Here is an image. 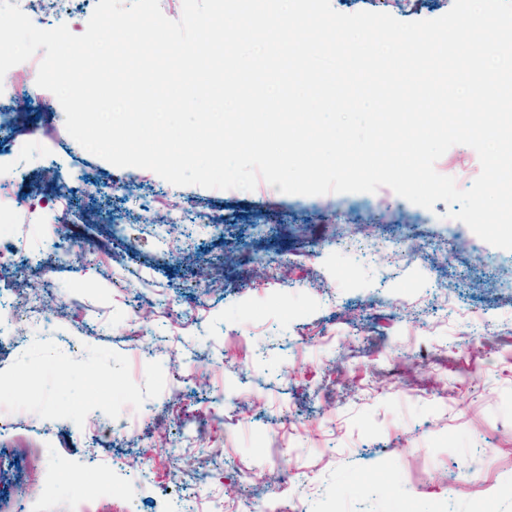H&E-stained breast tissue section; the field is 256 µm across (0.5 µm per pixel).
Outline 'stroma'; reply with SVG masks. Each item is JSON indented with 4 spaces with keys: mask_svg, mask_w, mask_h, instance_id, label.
Returning a JSON list of instances; mask_svg holds the SVG:
<instances>
[{
    "mask_svg": "<svg viewBox=\"0 0 512 512\" xmlns=\"http://www.w3.org/2000/svg\"><path fill=\"white\" fill-rule=\"evenodd\" d=\"M14 2L38 28L79 34L96 6ZM331 5L411 22L453 0ZM21 98L29 114L0 126V194L16 201L0 213V250L20 260L0 266V339L12 343L0 376L25 384L0 392V409L49 450L0 476L16 503L49 469L59 485L45 507L65 512L115 456L124 466L109 474L104 512H204L212 498L223 512H265L272 473L293 476L306 512H512V294L497 287L512 250L449 218L446 203L427 209L387 187L175 186L81 147L56 96L19 64L0 79V108ZM435 169L465 190L481 166L456 145ZM412 236L423 250L395 256ZM60 241L84 256L48 267ZM227 247L247 278L195 284ZM28 278L47 284L54 308L13 317ZM145 411L160 430L112 432ZM469 471L493 486L454 489Z\"/></svg>",
    "mask_w": 512,
    "mask_h": 512,
    "instance_id": "obj_1",
    "label": "stroma"
}]
</instances>
